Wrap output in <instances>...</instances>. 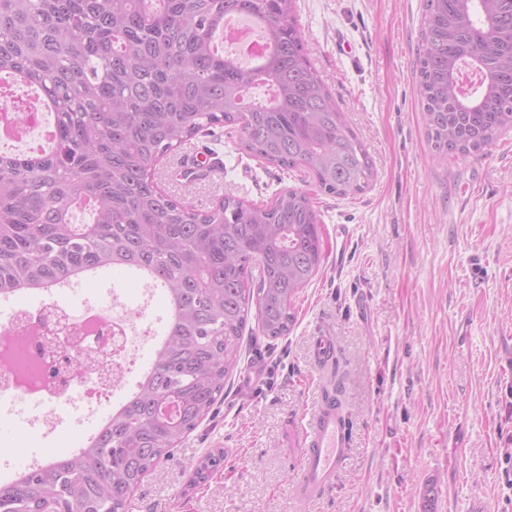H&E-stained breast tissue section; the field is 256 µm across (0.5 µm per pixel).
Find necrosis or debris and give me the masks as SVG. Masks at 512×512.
Listing matches in <instances>:
<instances>
[{"mask_svg":"<svg viewBox=\"0 0 512 512\" xmlns=\"http://www.w3.org/2000/svg\"><path fill=\"white\" fill-rule=\"evenodd\" d=\"M12 99L10 89L0 88V144L31 145L35 137L45 133L46 113L31 97L25 100L22 112H13L9 108ZM153 296L150 288L133 299L117 291L111 303L83 316L76 314L62 296L19 306L0 329V337L9 344L8 363L0 365V391L36 393L41 402L49 405L48 418L52 421L71 409L109 401L132 372L139 342L136 329L145 322ZM48 311L67 325L57 335L59 351L69 352L74 346H81L85 360L94 364L92 371L64 387L51 376L49 355L43 347L46 327L41 317Z\"/></svg>","mask_w":512,"mask_h":512,"instance_id":"necrosis-or-debris-1","label":"necrosis or debris"}]
</instances>
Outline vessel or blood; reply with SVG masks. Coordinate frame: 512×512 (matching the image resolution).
<instances>
[{
    "instance_id": "b4317fda",
    "label": "vessel or blood",
    "mask_w": 512,
    "mask_h": 512,
    "mask_svg": "<svg viewBox=\"0 0 512 512\" xmlns=\"http://www.w3.org/2000/svg\"><path fill=\"white\" fill-rule=\"evenodd\" d=\"M301 467L292 487L305 512L331 491L350 448L348 422L335 403L320 401L301 426Z\"/></svg>"
}]
</instances>
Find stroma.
Here are the masks:
<instances>
[{"label":"stroma","mask_w":512,"mask_h":512,"mask_svg":"<svg viewBox=\"0 0 512 512\" xmlns=\"http://www.w3.org/2000/svg\"><path fill=\"white\" fill-rule=\"evenodd\" d=\"M422 13L423 0H296L308 55L374 162L365 192L321 193L303 170L240 154L219 127L159 162L160 188L200 208L229 192L262 204L306 191L324 259L288 335L243 338L223 400L128 512H296V430L327 389L351 448L316 512H470L477 498L512 512V131L440 164L416 93ZM189 154L221 164L223 179L185 183ZM321 330L336 341L327 362L312 348ZM84 433L67 419L20 427L5 453L59 458ZM214 455L208 481L192 483Z\"/></svg>","instance_id":"1"}]
</instances>
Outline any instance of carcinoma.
<instances>
[{
  "mask_svg": "<svg viewBox=\"0 0 512 512\" xmlns=\"http://www.w3.org/2000/svg\"><path fill=\"white\" fill-rule=\"evenodd\" d=\"M229 15L260 28L261 64L219 51ZM420 40L416 92L436 157L483 151L512 128V0H424ZM465 68L480 81L456 95ZM0 74L34 88L55 126L49 148L0 154V297L81 269H142L169 310L150 372L94 443L0 485V512H126L224 397L251 309L252 335H287L323 260L305 191L198 209L160 190L161 158L233 127L243 153L342 197L368 187L373 162L308 57L295 0H0ZM257 87L267 96L245 102ZM75 207L91 221L72 223Z\"/></svg>",
  "mask_w": 512,
  "mask_h": 512,
  "instance_id": "carcinoma-1",
  "label": "carcinoma"
}]
</instances>
